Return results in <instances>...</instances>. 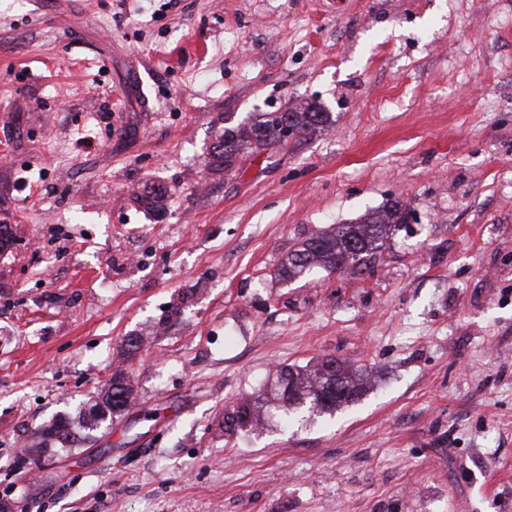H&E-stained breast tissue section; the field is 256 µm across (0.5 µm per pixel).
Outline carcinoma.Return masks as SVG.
Masks as SVG:
<instances>
[{
    "label": "carcinoma",
    "instance_id": "obj_1",
    "mask_svg": "<svg viewBox=\"0 0 512 512\" xmlns=\"http://www.w3.org/2000/svg\"><path fill=\"white\" fill-rule=\"evenodd\" d=\"M292 119L294 138L301 140L316 129L329 123L331 113L315 103L289 108L285 113L261 112L233 128H226L216 137L211 152V165L219 170H229L244 150L263 149L273 144H286L282 137V115ZM167 189L157 186L144 192L139 201L148 211L159 213L164 209ZM408 212L400 202L378 213H369L353 224H336L330 229L307 238L282 262L279 275L284 279H296L312 274L317 269L334 271L338 257L356 245V264L365 256L381 249L388 232L406 223ZM369 373L339 363L334 359H322L303 367L286 366L277 371L271 389L274 400L288 421L296 412L307 408L316 412H331L358 400L366 391ZM131 394L123 374L115 373L105 387L96 413L91 417L88 429L95 430L98 424L122 415L129 406ZM243 421L261 423L260 416L251 412L249 405L240 404L224 414V432L232 433ZM43 440L55 439L66 442L71 432L65 422L58 420L42 431Z\"/></svg>",
    "mask_w": 512,
    "mask_h": 512
}]
</instances>
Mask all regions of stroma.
I'll use <instances>...</instances> for the list:
<instances>
[{
    "label": "stroma",
    "instance_id": "obj_1",
    "mask_svg": "<svg viewBox=\"0 0 512 512\" xmlns=\"http://www.w3.org/2000/svg\"><path fill=\"white\" fill-rule=\"evenodd\" d=\"M306 102L333 126L211 170ZM396 201L362 265L279 278ZM0 222L5 512H512V0H0ZM326 357L359 400L224 434ZM118 368L123 415L25 457ZM281 113L292 119L293 138L298 141L328 124L331 117V112L312 102L285 112H261L233 128H224V132L216 137L211 165L216 170L223 167L226 171L233 167L243 150L263 149L276 143L287 144L288 139L282 137ZM243 421H251L252 423L260 424V416L251 412L248 404H239L233 408L232 412L224 414V432L227 434L232 433L236 426Z\"/></svg>",
    "mask_w": 512,
    "mask_h": 512
}]
</instances>
